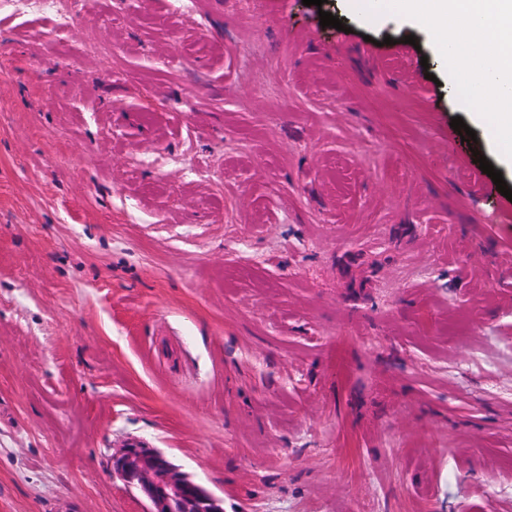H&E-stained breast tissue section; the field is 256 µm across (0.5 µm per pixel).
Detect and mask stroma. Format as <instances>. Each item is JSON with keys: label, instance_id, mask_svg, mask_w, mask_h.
<instances>
[{"label": "stroma", "instance_id": "35a3bbf8", "mask_svg": "<svg viewBox=\"0 0 512 512\" xmlns=\"http://www.w3.org/2000/svg\"><path fill=\"white\" fill-rule=\"evenodd\" d=\"M478 154L512 190L403 17L1 11L0 512H144L133 439L224 512H512V201Z\"/></svg>", "mask_w": 512, "mask_h": 512}]
</instances>
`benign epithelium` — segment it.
Here are the masks:
<instances>
[{
    "instance_id": "1",
    "label": "benign epithelium",
    "mask_w": 512,
    "mask_h": 512,
    "mask_svg": "<svg viewBox=\"0 0 512 512\" xmlns=\"http://www.w3.org/2000/svg\"><path fill=\"white\" fill-rule=\"evenodd\" d=\"M112 473L145 503V512H224L223 501L141 440L112 453Z\"/></svg>"
}]
</instances>
